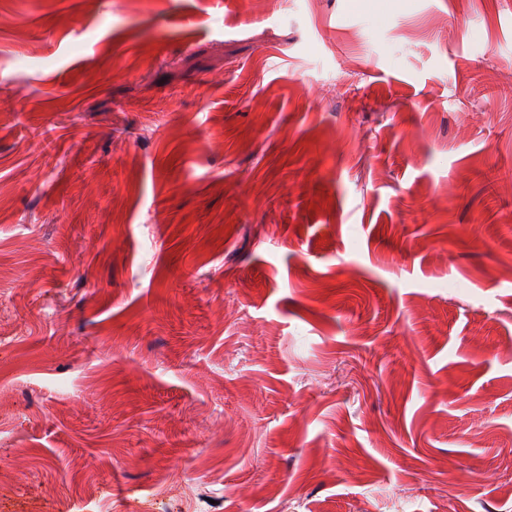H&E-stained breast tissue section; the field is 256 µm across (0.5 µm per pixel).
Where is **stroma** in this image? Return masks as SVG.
Listing matches in <instances>:
<instances>
[{
	"mask_svg": "<svg viewBox=\"0 0 512 512\" xmlns=\"http://www.w3.org/2000/svg\"><path fill=\"white\" fill-rule=\"evenodd\" d=\"M512 0H0V512H512Z\"/></svg>",
	"mask_w": 512,
	"mask_h": 512,
	"instance_id": "obj_1",
	"label": "stroma"
}]
</instances>
